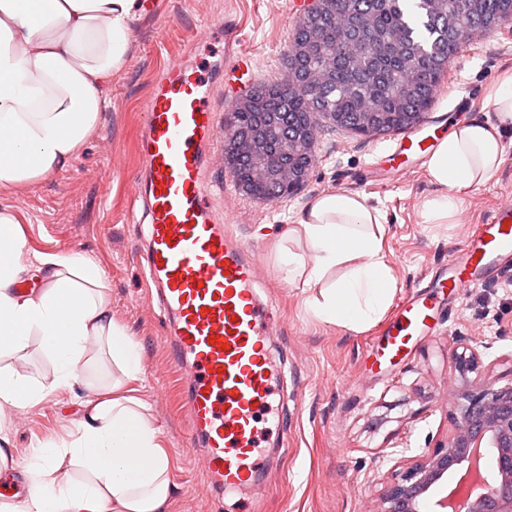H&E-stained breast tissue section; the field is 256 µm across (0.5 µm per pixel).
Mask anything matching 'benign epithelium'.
<instances>
[{
  "label": "benign epithelium",
  "mask_w": 512,
  "mask_h": 512,
  "mask_svg": "<svg viewBox=\"0 0 512 512\" xmlns=\"http://www.w3.org/2000/svg\"><path fill=\"white\" fill-rule=\"evenodd\" d=\"M227 137L230 144L225 155L234 176L241 145H249L254 153L266 152V141L257 134L237 131ZM453 357L463 389L459 417L448 445L437 448L391 483L383 493L387 507L381 512H421V500L434 493L439 495L436 505L451 512H512V382L500 385L497 379L482 374L480 354L473 347L464 346ZM482 448L494 451L501 477L497 485L491 484L481 470L482 456L475 451ZM462 468L465 472L453 490L440 496L439 483Z\"/></svg>",
  "instance_id": "7a95c632"
}]
</instances>
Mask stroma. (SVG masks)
<instances>
[{
    "mask_svg": "<svg viewBox=\"0 0 512 512\" xmlns=\"http://www.w3.org/2000/svg\"><path fill=\"white\" fill-rule=\"evenodd\" d=\"M158 16L142 13L132 27L125 66L106 80L100 123L67 170L35 183L0 186V206L15 210L31 253L66 252L94 262L108 284L113 319L137 344L143 375L135 395L151 409L168 452L170 497L166 512H243V498L211 500L205 475L187 450L188 421L183 379L169 352L167 328L136 250L142 225L133 218L130 183L142 172L136 143L143 104L163 68L186 51L210 60L217 42L204 41L207 27L223 22L228 49L252 54L254 74H230L223 86L229 107L219 115L228 125L230 106L286 72V47L301 16L290 0H166ZM512 71V25L475 36L451 59L439 87L435 109L457 120L491 115L487 90L504 71ZM471 101L456 112L459 98ZM312 169L302 187L276 202L255 199L232 188L218 201L227 229L258 250L265 293L281 316L274 339L276 359L285 363L283 385L287 449L276 437L262 454L275 480L255 488L267 497L268 512H378L383 489L408 467L447 445L457 408L453 353L463 344L480 354L484 371L512 382V267L452 300H440L432 335L419 339L409 355L383 369L367 357L393 313L361 331L316 320L306 299L316 289L288 284L278 263L275 225L291 223L316 195L347 191L365 195L386 214L383 248L396 281L395 299L423 292L473 225L500 203L512 200V130L504 135L498 171L462 200L456 224H425L421 203L434 191L426 171L391 170L387 160L394 137L357 136L319 120ZM82 416L78 398L67 389L29 407L0 408L9 446L24 462L34 444L64 436Z\"/></svg>",
    "mask_w": 512,
    "mask_h": 512,
    "instance_id": "stroma-1",
    "label": "stroma"
}]
</instances>
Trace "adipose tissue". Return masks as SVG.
Wrapping results in <instances>:
<instances>
[{"label": "adipose tissue", "instance_id": "adipose-tissue-1", "mask_svg": "<svg viewBox=\"0 0 512 512\" xmlns=\"http://www.w3.org/2000/svg\"><path fill=\"white\" fill-rule=\"evenodd\" d=\"M144 0H0V184H28L70 168L96 130L102 86L126 63ZM494 116L457 124L426 162L438 191L425 224H455L463 195L487 182L512 128V76L489 94ZM385 216L358 193L312 198L287 230L279 261L290 285L316 288L311 315L358 331L385 313L396 282L383 250ZM38 338L48 373L20 370ZM119 371L94 384L89 355ZM140 353L112 318L108 285L91 261L27 253L12 208L0 209V406H27L60 389L91 392L67 440L37 446L23 471V506L0 512H163L168 455L149 407L131 396Z\"/></svg>", "mask_w": 512, "mask_h": 512}]
</instances>
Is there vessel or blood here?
I'll use <instances>...</instances> for the list:
<instances>
[{
	"instance_id": "1",
	"label": "vessel or blood",
	"mask_w": 512,
	"mask_h": 512,
	"mask_svg": "<svg viewBox=\"0 0 512 512\" xmlns=\"http://www.w3.org/2000/svg\"><path fill=\"white\" fill-rule=\"evenodd\" d=\"M216 80L192 55L164 68L144 104L138 151L144 173L131 184L148 224L146 270L159 285L170 324V351L186 374L191 458L206 475L205 492L223 496L257 480L261 470L262 412L272 410L281 373L269 348L276 322L260 286L255 246L229 234L213 214L204 170L219 142ZM430 119L406 133L393 153L400 165H420L449 132ZM512 259V201L469 231L448 276L437 288L460 295ZM434 306L407 295L394 324L371 354L404 357L414 337L432 329Z\"/></svg>"
}]
</instances>
